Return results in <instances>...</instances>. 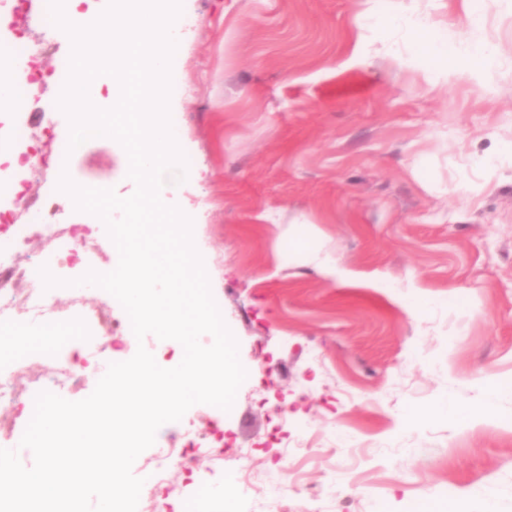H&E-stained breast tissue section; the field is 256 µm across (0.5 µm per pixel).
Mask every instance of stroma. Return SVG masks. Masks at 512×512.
Listing matches in <instances>:
<instances>
[{
	"mask_svg": "<svg viewBox=\"0 0 512 512\" xmlns=\"http://www.w3.org/2000/svg\"><path fill=\"white\" fill-rule=\"evenodd\" d=\"M172 122L197 179L175 204L199 210L193 238L247 371L231 412L197 404L164 424L135 461L217 424L222 451L193 449V478L171 467L144 486L156 512H195L199 487L223 486L209 512H414L449 499L512 512V0H482L488 69L449 42L423 55L413 23L466 31L461 0H182ZM25 52L43 71L71 41L32 22ZM492 169H483V161ZM124 148L80 145L79 184L135 190ZM313 228L321 254L351 274L277 257L275 242ZM432 297L413 314L395 292ZM466 298L449 308V293ZM66 329L107 300L98 287L52 290ZM83 376L93 351L56 343ZM501 394L493 409L492 387ZM448 402L479 422L436 413ZM288 435L273 444L278 406Z\"/></svg>",
	"mask_w": 512,
	"mask_h": 512,
	"instance_id": "35a3bbf8",
	"label": "stroma"
}]
</instances>
